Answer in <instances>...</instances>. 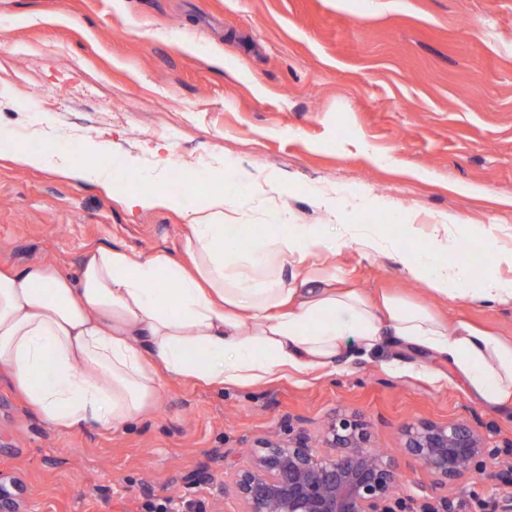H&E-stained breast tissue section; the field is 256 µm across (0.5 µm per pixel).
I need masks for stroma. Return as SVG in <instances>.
Here are the masks:
<instances>
[{
    "label": "stroma",
    "instance_id": "35a3bbf8",
    "mask_svg": "<svg viewBox=\"0 0 512 512\" xmlns=\"http://www.w3.org/2000/svg\"><path fill=\"white\" fill-rule=\"evenodd\" d=\"M0 132L79 165L109 142L108 165L146 190L162 158L199 177L172 186L177 207L132 213L120 192L1 151L0 268L73 274L98 247L183 258L186 215L212 185L262 176L331 240L309 259L318 272L512 339V305L450 301L392 255L334 242L336 224H377L422 247L447 221L470 230L449 262L488 239L512 250V0H0ZM335 410L366 415L382 448L408 423L477 421L493 469L512 464V410L474 401L445 362L395 344L365 355L352 339L335 365L251 388L164 377L160 400L114 431L59 435L0 381V491L16 512L165 498L235 512L223 472L197 478L213 454L290 425L317 435Z\"/></svg>",
    "mask_w": 512,
    "mask_h": 512
}]
</instances>
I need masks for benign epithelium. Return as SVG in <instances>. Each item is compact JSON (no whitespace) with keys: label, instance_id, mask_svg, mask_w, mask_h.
<instances>
[{"label":"benign epithelium","instance_id":"1","mask_svg":"<svg viewBox=\"0 0 512 512\" xmlns=\"http://www.w3.org/2000/svg\"><path fill=\"white\" fill-rule=\"evenodd\" d=\"M402 436L401 454L432 474L435 485L466 476L497 480V512H512V473L488 469L491 453L479 426L421 421L404 426ZM322 437L326 453L311 446L304 429L290 428L257 439L243 461L228 450L215 456L213 462H224V496L238 503L237 512H455L446 496L426 501L404 493L396 456L374 446L361 417L330 415Z\"/></svg>","mask_w":512,"mask_h":512}]
</instances>
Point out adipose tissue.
I'll list each match as a JSON object with an SVG mask.
<instances>
[{
	"instance_id": "adipose-tissue-1",
	"label": "adipose tissue",
	"mask_w": 512,
	"mask_h": 512,
	"mask_svg": "<svg viewBox=\"0 0 512 512\" xmlns=\"http://www.w3.org/2000/svg\"><path fill=\"white\" fill-rule=\"evenodd\" d=\"M30 167L113 187L126 174L76 166L50 150H17ZM234 192L216 187L207 207L187 216L183 249L190 265L165 252L134 256L118 248L85 253L77 274L36 262L0 269V372L43 424L61 435L110 430L158 401L163 376L208 386L248 387L291 369L335 364L347 339L364 353L399 343L440 358L489 407L512 405V340L394 295L369 301L335 279L285 265L325 245L313 224L280 219L254 240L249 224L225 223ZM250 251H242L245 240ZM343 245L393 252L406 274L451 300L512 303V251H496L482 272L422 253L359 224Z\"/></svg>"
}]
</instances>
